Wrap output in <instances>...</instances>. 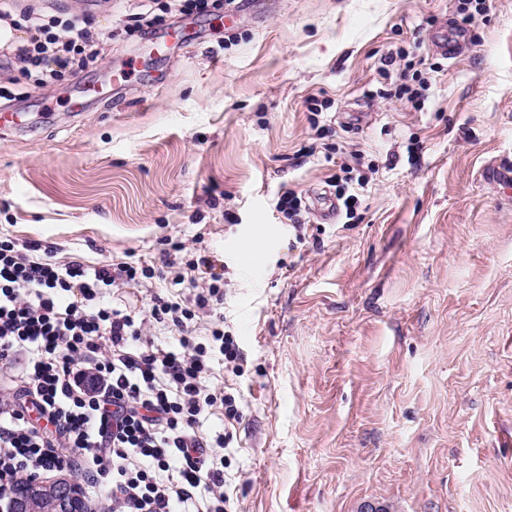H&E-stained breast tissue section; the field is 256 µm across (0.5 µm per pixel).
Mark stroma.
Wrapping results in <instances>:
<instances>
[{"instance_id": "1", "label": "stroma", "mask_w": 512, "mask_h": 512, "mask_svg": "<svg viewBox=\"0 0 512 512\" xmlns=\"http://www.w3.org/2000/svg\"><path fill=\"white\" fill-rule=\"evenodd\" d=\"M94 18L101 54L44 86L0 50V235L57 260L145 262L169 295L173 243L224 273L244 354L216 377L246 402L228 461L232 512H512V0H241L166 17L176 47L125 33L131 0H17ZM460 26L459 57L439 53ZM422 59L423 106L379 98L385 56ZM124 70L110 97L71 102ZM340 151L375 167L359 220H325ZM422 146L419 165L406 144ZM301 194L303 232L275 208ZM259 260L245 263L254 244Z\"/></svg>"}]
</instances>
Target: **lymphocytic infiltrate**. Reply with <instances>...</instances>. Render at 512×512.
<instances>
[{"mask_svg": "<svg viewBox=\"0 0 512 512\" xmlns=\"http://www.w3.org/2000/svg\"><path fill=\"white\" fill-rule=\"evenodd\" d=\"M31 36L14 56L26 73L52 79L87 68L99 37L86 12L23 15ZM148 267L57 262L52 248L0 239V501L24 477L72 465L82 491L109 495L112 512H226L225 452L244 400L211 384L216 365L240 373L236 336L212 327L198 337L201 314L224 301V277L207 257L185 261L174 284L192 290L155 296L147 315L107 306L103 291L145 285ZM177 331L167 348L145 324ZM223 412L225 430L204 425Z\"/></svg>", "mask_w": 512, "mask_h": 512, "instance_id": "lymphocytic-infiltrate-1", "label": "lymphocytic infiltrate"}]
</instances>
